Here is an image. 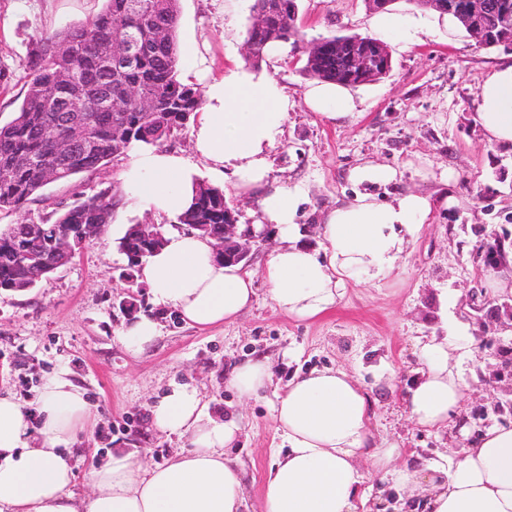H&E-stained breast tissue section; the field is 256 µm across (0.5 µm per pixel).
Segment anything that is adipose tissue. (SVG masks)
<instances>
[{"label":"adipose tissue","instance_id":"1","mask_svg":"<svg viewBox=\"0 0 512 512\" xmlns=\"http://www.w3.org/2000/svg\"><path fill=\"white\" fill-rule=\"evenodd\" d=\"M447 15L375 14L371 31L406 51L447 24ZM474 118L491 144H512V66L487 73ZM304 99L335 121L353 116L351 88L314 81ZM292 103L268 71L241 66L212 79L192 129L194 152L208 164L211 185L231 184L259 199V223L273 225L281 244L260 275L274 305L301 320L331 309L351 282L387 277L433 211L431 196L414 192L377 202L368 185L395 181L396 169L366 163L350 173L362 190L328 210L319 250L303 241L298 223L308 191L269 180L268 156L283 139ZM125 172L129 200L156 213L178 216L191 204L197 169L182 155L150 145L133 148ZM147 257L140 276L155 304L174 310L190 326L209 329L238 318L255 297L253 273L215 258L212 242L198 233L168 231ZM451 338L419 341L421 366L407 396L411 420L442 429L458 416L465 385L454 362ZM227 385L242 398L273 383L268 359L234 367ZM281 446L262 485L261 512H366L362 461L383 469L400 454L397 442L377 440L369 396L357 378L339 368L314 369L289 381L272 405ZM95 412L85 389L63 368L46 375L34 403L0 391V512H246L244 465L233 452L240 416L213 415L199 392L175 384L154 404V426L187 437L188 453L143 466L115 452L91 465L92 493L75 497L71 447ZM409 499L426 512H512V426L487 428L459 459L435 463L424 480L396 473Z\"/></svg>","mask_w":512,"mask_h":512}]
</instances>
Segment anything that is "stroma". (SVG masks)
Masks as SVG:
<instances>
[{
    "label": "stroma",
    "mask_w": 512,
    "mask_h": 512,
    "mask_svg": "<svg viewBox=\"0 0 512 512\" xmlns=\"http://www.w3.org/2000/svg\"><path fill=\"white\" fill-rule=\"evenodd\" d=\"M253 0H179L178 74L183 83L223 75L244 62ZM104 0H0V123L11 121L26 92L27 60L39 38L91 20ZM373 11L368 0H298L297 24L305 40L366 36ZM512 64V47L483 49L467 31L427 37L406 52H393L383 78L357 85L356 116L327 120L308 108L310 81L302 52H288L276 77L294 106L282 145L270 155V178L308 190L298 222L305 242L318 247L325 213L353 195L352 168L371 162L401 174L392 184L372 186L386 201L413 191L437 205L399 266L385 279L348 285L336 305L318 318L299 320L277 310L263 278L255 299L235 321L206 330L182 323L157 307L148 286L126 289V263L118 238L126 224L171 226L153 211L120 209L111 225L71 264L26 291L0 290V388L33 401L42 377L68 367L95 405L97 423L73 445L75 491L91 492L87 473L94 455L124 451L143 465H161L188 451L186 438L162 433L151 409L171 384L200 392L215 415L234 410L244 429L236 453L246 464L249 512H260L264 475L281 444L271 406L273 394L242 399L224 384L233 366L259 354L284 384L313 369L343 367L363 381L373 404L376 437L403 445L420 465L463 448L457 430L435 433L413 423L404 396L417 367V338L463 333L476 339L459 360L466 385L464 415L471 436L512 422L497 402L512 400V382L493 378L496 339L512 322L487 321L485 308L500 295L495 280L512 279V266H478L473 251L493 230H512V145H489L474 123L480 83L489 70ZM132 161L124 153L73 184L54 183L29 204V221L70 203L73 191L94 195L121 188ZM453 175L442 182L443 172ZM447 206H440V198ZM134 293L138 312L155 317L160 333L140 353L129 352L119 332L129 317L120 302ZM469 435V436H470Z\"/></svg>",
    "instance_id": "stroma-1"
}]
</instances>
